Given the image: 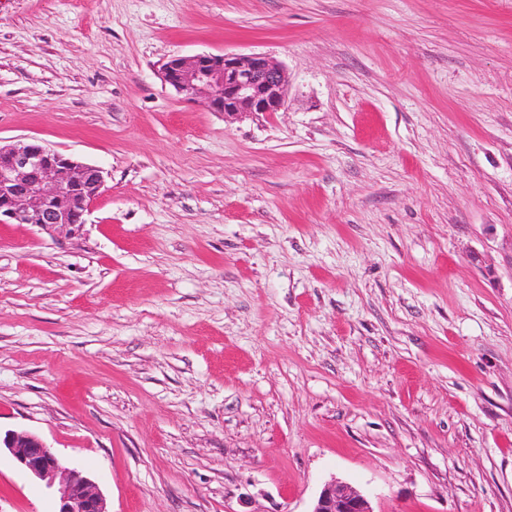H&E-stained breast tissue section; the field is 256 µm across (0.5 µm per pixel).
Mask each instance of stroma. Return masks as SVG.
Segmentation results:
<instances>
[{
    "label": "stroma",
    "instance_id": "stroma-1",
    "mask_svg": "<svg viewBox=\"0 0 512 512\" xmlns=\"http://www.w3.org/2000/svg\"><path fill=\"white\" fill-rule=\"evenodd\" d=\"M263 53L284 110L186 101ZM100 168L0 224V429L109 512H512V0H0V142ZM56 488L0 455V512ZM161 75L185 99L202 100L224 117L272 114L286 104V72L262 53L176 56L162 65ZM310 512H374L369 500L336 480L328 482Z\"/></svg>",
    "mask_w": 512,
    "mask_h": 512
}]
</instances>
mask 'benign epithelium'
Wrapping results in <instances>:
<instances>
[{
	"label": "benign epithelium",
	"mask_w": 512,
	"mask_h": 512,
	"mask_svg": "<svg viewBox=\"0 0 512 512\" xmlns=\"http://www.w3.org/2000/svg\"><path fill=\"white\" fill-rule=\"evenodd\" d=\"M162 79L187 100H201L226 117L272 114L286 104L284 68L262 53L176 56ZM102 171L39 142L0 144V224L72 227L86 223L102 193ZM26 472L53 485L60 480L57 512H108L105 498L82 471L65 466L43 440L27 431L0 434ZM311 512H373L369 500L341 482L323 487Z\"/></svg>",
	"instance_id": "obj_1"
}]
</instances>
